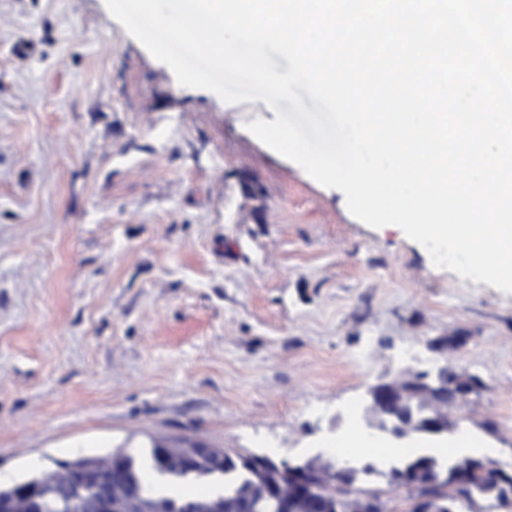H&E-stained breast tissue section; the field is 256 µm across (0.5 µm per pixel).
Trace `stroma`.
Returning a JSON list of instances; mask_svg holds the SVG:
<instances>
[{
	"label": "stroma",
	"instance_id": "stroma-1",
	"mask_svg": "<svg viewBox=\"0 0 512 512\" xmlns=\"http://www.w3.org/2000/svg\"><path fill=\"white\" fill-rule=\"evenodd\" d=\"M259 118L105 0H0L1 484L154 437L328 456L370 385L440 358L485 383L452 431L512 469V293L353 217Z\"/></svg>",
	"mask_w": 512,
	"mask_h": 512
}]
</instances>
